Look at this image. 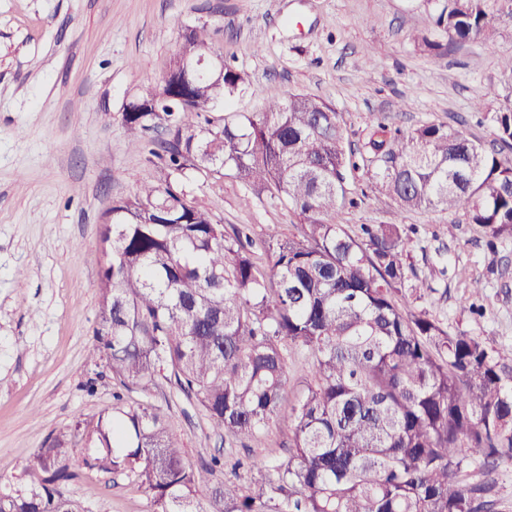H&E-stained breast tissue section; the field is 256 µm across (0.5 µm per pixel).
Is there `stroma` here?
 <instances>
[{"mask_svg":"<svg viewBox=\"0 0 512 512\" xmlns=\"http://www.w3.org/2000/svg\"><path fill=\"white\" fill-rule=\"evenodd\" d=\"M432 0H0V479L18 486L37 448L112 409L114 383L88 358L100 315L101 237L115 200L146 181L172 183L225 231L247 227L253 257L268 267V226L298 232L288 205L228 171L168 174L152 156L169 138L132 146L125 104L160 89L187 27L203 31L213 57L245 77L241 93L212 116L263 111L289 93L318 95L338 112L346 141L361 151L373 118L415 127L443 123L495 147L493 112L512 102V24L493 40L472 39L438 55L424 51ZM338 219L414 225L411 256L434 292L415 303L450 333L486 341L512 359V239L488 248L464 214L404 210L367 168L349 172ZM483 315L460 301L472 281ZM147 399L175 429L188 459L245 453L282 460L293 422L280 414L249 448L224 442L204 413L165 379ZM64 487L87 512H153L131 478L85 468Z\"/></svg>","mask_w":512,"mask_h":512,"instance_id":"1","label":"stroma"}]
</instances>
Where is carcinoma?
<instances>
[{"mask_svg": "<svg viewBox=\"0 0 512 512\" xmlns=\"http://www.w3.org/2000/svg\"><path fill=\"white\" fill-rule=\"evenodd\" d=\"M434 8L447 44L424 36L429 53L490 40L498 21H512V0H434ZM207 51L204 35L185 30L168 96L146 91L122 113L130 140L143 142L165 118L176 139L157 154L164 168L228 169L273 190L299 217V234L282 240L269 227L266 272L249 237L238 232L227 244L224 225L170 183L115 201L91 345L117 386L112 413L37 449L32 479L0 491V512H84L62 490L76 477L69 460L84 438L97 444L85 467L133 478L154 512H497L492 486L467 466L512 460V364L480 337L451 334L402 305L435 291L409 262L406 225L363 224L353 234L337 215L346 172L362 164L405 210H463L489 240L512 238V162L434 123L392 130L377 121L356 153L338 113L304 93L209 128L200 118L245 79L227 64L201 75L182 65ZM492 122L512 148V104ZM268 276L276 287H265ZM290 347L311 359L313 379L290 407L288 459L272 466L269 485L245 490L236 474L203 506L199 493L223 458L191 466L160 413L126 405V395L162 376L214 432L254 440L281 411Z\"/></svg>", "mask_w": 512, "mask_h": 512, "instance_id": "carcinoma-1", "label": "carcinoma"}]
</instances>
